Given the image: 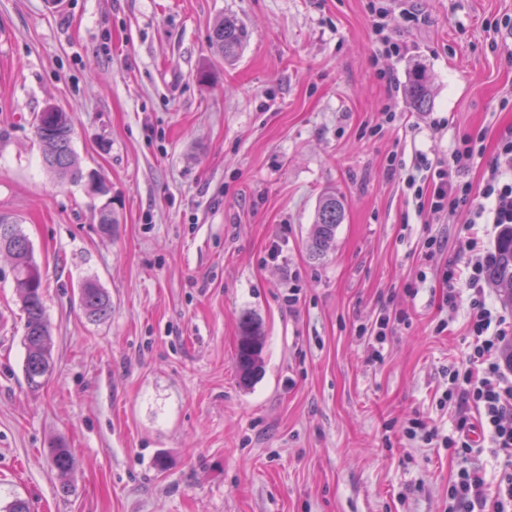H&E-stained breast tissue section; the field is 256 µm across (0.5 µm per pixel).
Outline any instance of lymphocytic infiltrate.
<instances>
[{"label":"lymphocytic infiltrate","instance_id":"1","mask_svg":"<svg viewBox=\"0 0 512 512\" xmlns=\"http://www.w3.org/2000/svg\"><path fill=\"white\" fill-rule=\"evenodd\" d=\"M484 133L465 134L448 160L417 155L405 162L398 153L388 157V170L399 175L413 190L419 207L441 213L466 209L470 226L512 224V128L499 137L497 157L489 166L481 189L461 178L477 156L483 155ZM466 263L449 259L441 270L448 287L450 308L468 306L467 327L471 336L461 365L448 370L446 401L459 410L454 435L440 434L415 421L421 438L467 455L477 447L475 433H482L494 456L503 457L497 493L487 496L483 472L462 469L448 489V512H512V368L504 367L503 354L512 346V310L489 303L486 272L494 254L478 236L466 241Z\"/></svg>","mask_w":512,"mask_h":512}]
</instances>
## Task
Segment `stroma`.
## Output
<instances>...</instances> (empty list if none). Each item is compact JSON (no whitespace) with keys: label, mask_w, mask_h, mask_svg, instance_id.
I'll list each match as a JSON object with an SVG mask.
<instances>
[{"label":"stroma","mask_w":512,"mask_h":512,"mask_svg":"<svg viewBox=\"0 0 512 512\" xmlns=\"http://www.w3.org/2000/svg\"><path fill=\"white\" fill-rule=\"evenodd\" d=\"M388 3L0 0V214L45 274L53 356L31 389L0 256V508L448 512L466 461L407 428L454 431L441 399L470 337L437 270L463 248L467 214L418 210L387 158L445 159L482 129L485 155L463 175L480 186L512 127V35L494 30L512 0H418L414 25L389 10L401 48L385 55L369 8ZM227 14L248 31L231 66L210 42ZM417 65L433 83L424 112L403 94ZM49 103L72 114L73 148L107 197L44 170L33 121ZM329 189L344 219L315 258ZM87 279L112 298L103 321L79 304ZM246 315L266 336L248 390L235 365ZM383 315L373 361L366 331ZM59 441L75 460L67 495L49 459Z\"/></svg>","instance_id":"stroma-1"}]
</instances>
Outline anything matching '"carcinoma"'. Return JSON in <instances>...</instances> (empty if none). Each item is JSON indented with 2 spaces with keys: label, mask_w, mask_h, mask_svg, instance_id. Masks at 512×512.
I'll return each mask as SVG.
<instances>
[{
  "label": "carcinoma",
  "mask_w": 512,
  "mask_h": 512,
  "mask_svg": "<svg viewBox=\"0 0 512 512\" xmlns=\"http://www.w3.org/2000/svg\"><path fill=\"white\" fill-rule=\"evenodd\" d=\"M247 38L245 25L234 16H226L213 29L211 42L214 51L231 64L239 56ZM404 93L413 108L426 110L431 102V89L427 77L415 73L405 85ZM35 139L42 145V162L47 171L59 181L83 188L90 198L107 195L108 187L93 169L82 168L72 146L73 119L58 106H46L33 121ZM344 203L334 192L320 197L309 232L310 250L316 256L326 252L334 241L336 228L342 223ZM7 249L14 261L16 288L25 314L23 345L25 349L24 375L32 389L42 386L52 362L50 332L43 305L44 280L40 265L33 256L29 239L19 222L0 215V249ZM488 276L506 290L512 301V224L503 226L496 245V261L488 269ZM79 302L85 314L93 321L107 319L112 313L110 296L92 281L81 283ZM265 336L260 324L250 316L241 321L237 340L235 364L240 383L251 386L262 375ZM52 466L60 479V490L71 491L68 476L73 469L71 452L59 444L52 450Z\"/></svg>",
  "instance_id": "carcinoma-1"
}]
</instances>
